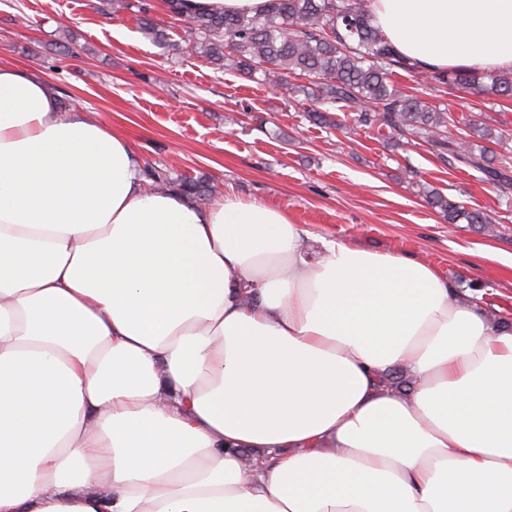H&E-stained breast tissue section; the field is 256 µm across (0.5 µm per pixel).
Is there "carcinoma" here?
I'll use <instances>...</instances> for the list:
<instances>
[{
    "label": "carcinoma",
    "instance_id": "carcinoma-1",
    "mask_svg": "<svg viewBox=\"0 0 512 512\" xmlns=\"http://www.w3.org/2000/svg\"><path fill=\"white\" fill-rule=\"evenodd\" d=\"M170 16L188 22L185 39L176 41L154 21L148 0H108L114 12L137 8L141 29L154 43L202 58L217 69L265 82L286 81L296 97L309 104V119L327 128L349 125L387 128L409 142L419 140L444 165L468 168L481 180L506 191L512 188V161L496 156L475 140H502L486 122L474 119L464 134L451 137L455 123L443 96L465 88L512 99V70L493 74L456 71L425 73L399 55L362 7V0H272L264 14H215L181 11V0H164ZM424 80L420 91L408 93L398 77ZM409 184L432 208L455 224L460 220L481 229L489 216L448 200L436 187L414 180ZM146 176L161 190H173L195 202L212 192L207 179L175 181L148 170Z\"/></svg>",
    "mask_w": 512,
    "mask_h": 512
}]
</instances>
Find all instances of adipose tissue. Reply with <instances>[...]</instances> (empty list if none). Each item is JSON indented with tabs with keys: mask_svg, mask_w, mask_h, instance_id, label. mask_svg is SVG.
Here are the masks:
<instances>
[{
	"mask_svg": "<svg viewBox=\"0 0 512 512\" xmlns=\"http://www.w3.org/2000/svg\"><path fill=\"white\" fill-rule=\"evenodd\" d=\"M365 8L421 71L512 69V0ZM309 238L148 188L0 63V512H512V329L423 259Z\"/></svg>",
	"mask_w": 512,
	"mask_h": 512,
	"instance_id": "1",
	"label": "adipose tissue"
}]
</instances>
